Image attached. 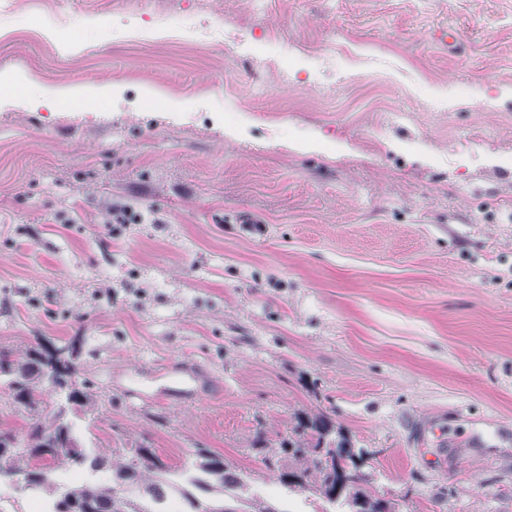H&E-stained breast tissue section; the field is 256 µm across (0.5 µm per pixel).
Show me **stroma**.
Listing matches in <instances>:
<instances>
[{"mask_svg":"<svg viewBox=\"0 0 512 512\" xmlns=\"http://www.w3.org/2000/svg\"><path fill=\"white\" fill-rule=\"evenodd\" d=\"M0 75L63 94L0 98V350L77 340L99 482L207 448L314 512L263 457L323 413L392 512H512V0H0Z\"/></svg>","mask_w":512,"mask_h":512,"instance_id":"stroma-1","label":"stroma"}]
</instances>
